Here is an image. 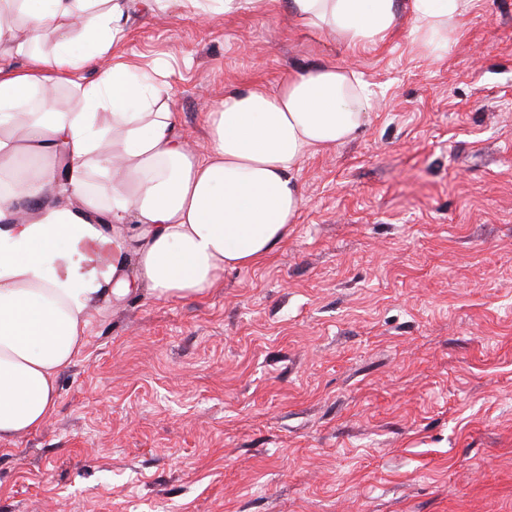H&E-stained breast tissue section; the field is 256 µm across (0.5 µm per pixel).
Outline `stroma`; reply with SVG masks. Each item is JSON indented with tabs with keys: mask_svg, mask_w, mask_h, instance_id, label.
<instances>
[{
	"mask_svg": "<svg viewBox=\"0 0 512 512\" xmlns=\"http://www.w3.org/2000/svg\"><path fill=\"white\" fill-rule=\"evenodd\" d=\"M312 36L286 0L134 10L199 157L226 88L327 65L374 97L310 153L287 240L199 298L97 303L54 413L0 442V512H512V0ZM470 3L471 0H412V30L421 34L451 31L469 11Z\"/></svg>",
	"mask_w": 512,
	"mask_h": 512,
	"instance_id": "35a3bbf8",
	"label": "stroma"
}]
</instances>
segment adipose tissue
<instances>
[{
	"label": "adipose tissue",
	"mask_w": 512,
	"mask_h": 512,
	"mask_svg": "<svg viewBox=\"0 0 512 512\" xmlns=\"http://www.w3.org/2000/svg\"><path fill=\"white\" fill-rule=\"evenodd\" d=\"M131 3L0 0V440L54 412L57 379L83 352L97 301L199 297L225 269L287 240L302 161L349 140L370 98L337 66L273 91L225 90L205 115L210 154L199 158L169 85L113 59ZM470 3L412 0V29L452 30ZM287 5L310 31L350 45L381 39L396 21V0ZM46 36L52 50L30 52Z\"/></svg>",
	"instance_id": "obj_1"
}]
</instances>
